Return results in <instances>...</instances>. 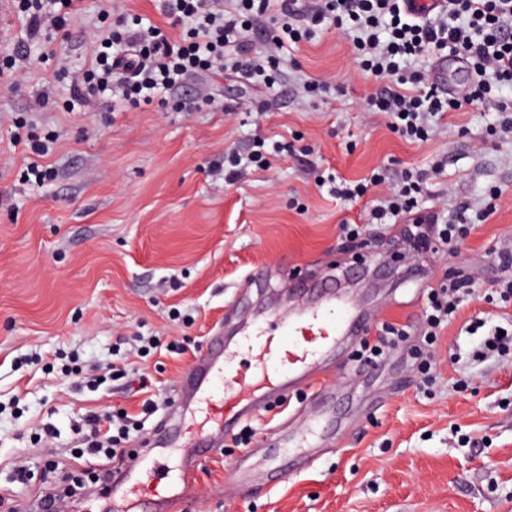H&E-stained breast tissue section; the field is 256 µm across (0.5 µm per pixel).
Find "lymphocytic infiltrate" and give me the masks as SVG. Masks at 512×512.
Returning <instances> with one entry per match:
<instances>
[{
	"label": "lymphocytic infiltrate",
	"instance_id": "1",
	"mask_svg": "<svg viewBox=\"0 0 512 512\" xmlns=\"http://www.w3.org/2000/svg\"><path fill=\"white\" fill-rule=\"evenodd\" d=\"M18 8L27 40L8 55L13 69L25 67L27 41L42 39L48 29H61L67 22L66 15L51 14L45 0H18ZM305 12L298 0H166L164 14L170 25L180 27L179 36H167L153 24H113L102 33L90 69L72 77V98L86 104L108 91L125 108L164 101L188 76L209 73L219 65L248 77L270 75L280 65L279 48L311 38V29L294 23ZM306 13L311 21L328 19L352 32L360 71L381 84L367 97L368 110L386 114L393 132L408 142H427L433 118L457 111L460 101L481 99L492 89L512 85V0H448L447 8L431 20L415 17L405 0H315ZM261 23L271 27L274 48L255 57L248 41L254 25ZM447 51L474 66L480 75L477 84L454 93L438 83H425L419 72L405 70L410 60ZM425 179L422 171L406 168L393 183L377 171L357 182L330 173L319 176L318 184L343 202L373 196L370 215L376 223L409 221V238L434 237L449 252L471 233L474 222H487L497 211L502 191L495 187L479 210L461 202L447 218L422 213ZM479 294L490 302L511 303L512 279H501L481 293L471 278L454 272L428 287L422 317L428 336L437 338L458 308ZM84 426L87 454L124 458L121 444L129 433L125 416L108 422L91 413Z\"/></svg>",
	"mask_w": 512,
	"mask_h": 512
}]
</instances>
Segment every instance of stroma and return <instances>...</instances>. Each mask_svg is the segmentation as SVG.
<instances>
[{"mask_svg": "<svg viewBox=\"0 0 512 512\" xmlns=\"http://www.w3.org/2000/svg\"><path fill=\"white\" fill-rule=\"evenodd\" d=\"M135 16L167 24L161 0H77L64 30L29 43L25 74L0 76V512L99 471L81 453L84 414L126 411L132 442L145 437L174 411L178 381L210 336L232 332L233 309L292 307L290 282L354 270L368 312L413 325L408 341L370 367L359 341L342 345L327 373L329 414L294 391L288 410L308 413L285 436L267 432L277 411L252 420L264 455L320 446L312 467L276 485L257 473L227 489L226 467L247 451L221 449L199 461L182 512H512V354L484 349L494 327H512V305L472 300L432 344L423 288L395 285L415 266L435 282L460 270L485 288L501 276L496 255L512 250V137L496 134L493 105L463 102L428 142H406L387 115L366 111L375 83L324 23L283 49L271 87L227 72L186 79L162 106L119 112L105 95L73 106L72 71L90 66L104 29ZM310 77L333 94L303 97ZM47 84L52 100L33 109ZM18 134L49 144L38 160L44 181L28 175L33 158ZM283 137L293 152L225 182V151L245 155ZM437 159L445 173H430ZM407 167L426 170L430 212L481 202L498 186L496 213L455 254L415 252L402 242L405 225L372 223L369 203L338 201L316 184L328 168L358 180ZM345 222L361 226L360 239L341 233ZM262 272L277 295L249 287ZM426 347L425 361L417 351ZM147 398L157 404L151 416Z\"/></svg>", "mask_w": 512, "mask_h": 512, "instance_id": "obj_1", "label": "stroma"}]
</instances>
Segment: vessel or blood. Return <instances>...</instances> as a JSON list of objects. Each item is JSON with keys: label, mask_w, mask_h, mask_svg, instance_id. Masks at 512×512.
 Instances as JSON below:
<instances>
[{"label": "vessel or blood", "mask_w": 512, "mask_h": 512, "mask_svg": "<svg viewBox=\"0 0 512 512\" xmlns=\"http://www.w3.org/2000/svg\"><path fill=\"white\" fill-rule=\"evenodd\" d=\"M373 322L351 298L321 294L305 307L242 319L235 335L215 333L179 382L175 417L114 475L112 512L183 502L193 486L196 461L290 390L321 393L329 358L346 341L365 335ZM175 448L186 449L187 459L174 478L169 453Z\"/></svg>", "instance_id": "vessel-or-blood-1"}]
</instances>
